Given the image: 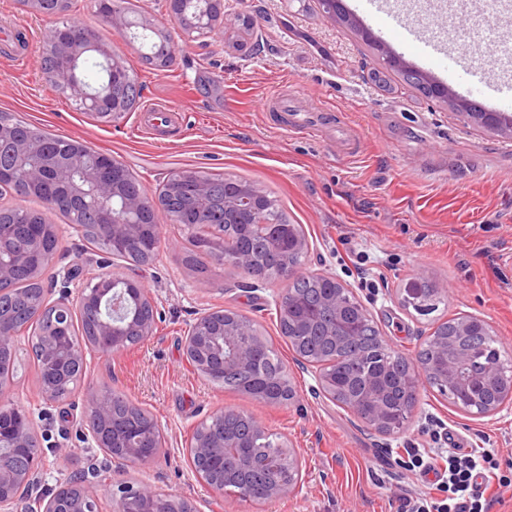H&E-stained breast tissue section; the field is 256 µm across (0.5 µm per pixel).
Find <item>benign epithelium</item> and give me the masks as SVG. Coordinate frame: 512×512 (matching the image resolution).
Listing matches in <instances>:
<instances>
[{
  "instance_id": "benign-epithelium-1",
  "label": "benign epithelium",
  "mask_w": 512,
  "mask_h": 512,
  "mask_svg": "<svg viewBox=\"0 0 512 512\" xmlns=\"http://www.w3.org/2000/svg\"><path fill=\"white\" fill-rule=\"evenodd\" d=\"M100 20L120 30H148L157 47L155 56L161 67L170 64L176 57V47L168 33L158 24L148 20H130L120 9L116 0H106L98 11ZM187 37L207 36L219 27L233 26L239 20L231 8L215 14L209 6H201L191 14L179 12L174 15ZM82 39L71 37V27L53 28L55 39L47 51L54 65L47 72L49 81L67 93L79 110L98 115L104 119L120 115L119 103L103 90H93L78 78V60L88 50L106 56L107 70L113 84L128 81L130 73L124 61L107 52L97 44L95 29L78 23ZM484 127L494 131L512 132V114L509 112L484 113ZM0 143L8 146L13 168L21 172L30 184L40 186L48 182L65 191L67 201L80 210H90L96 218L97 231L112 245V259L121 258L127 250L145 245L147 225L142 216L151 213L154 220L159 216L170 218L164 210L159 195L147 190L137 192L125 190L122 182L129 180L124 164L106 155L95 154L90 158L83 144L60 138L49 149L46 143L16 135L7 124H0ZM169 192L185 190L198 212L199 222H208L211 204V180L199 171L171 172L164 179ZM263 194L260 189L236 203L225 207L224 222L239 224L247 230L254 226L265 228L266 236L275 246L306 253L309 244L288 224H268L261 219ZM27 244L21 245L13 235L0 231V296L13 290L17 274L28 272L41 284L35 295L27 302L24 319L31 323L50 316L52 330L39 332V355L42 371L39 381V396L49 405L58 402L61 385L74 380L77 371L86 370L83 340L75 336L61 337L56 329L73 326L75 319L92 308L98 318L90 345L104 355L118 352L126 346V337L136 334L144 339L152 335L158 316L156 301L147 295L140 281L131 276L117 281L96 277L79 284V268L61 264L58 251L42 254L40 265L32 263V255L41 247L45 235L56 232L53 224L24 225ZM199 249L211 253L212 259L222 265H232L260 282L262 278L253 271L250 255L236 250H227L224 243L213 239L203 240ZM45 267L55 268L51 280H42ZM332 284L324 299V305L334 311L335 332L352 335L358 320L341 308H336V293L345 284L333 276L325 277ZM280 316L288 324L303 328L317 322L309 311L296 312V301L290 289H285L279 300ZM16 320L9 312L0 308V364L14 356ZM268 341L254 332L253 323L222 310H211L198 315L189 325L185 337V354L188 362L200 375L209 378L224 374L228 369L246 371L257 358L259 347ZM320 390L336 400V372L322 371L317 375ZM427 381V372L416 367L415 377L408 384L410 408L418 402L421 383ZM499 383L501 394L496 404L480 405L478 399L459 406L463 412L489 417L500 412L502 406L512 403V373L495 369L492 379L480 382L488 389L491 382ZM9 387L0 381V442H9L10 450L0 452V512H29L27 505L36 499L40 512H98L99 487L108 479L107 473L120 476L109 483L112 499L117 502L119 512H197L193 503L185 498L159 494L155 487L145 482H133L121 478L125 467L151 458L161 452L159 448L144 446L138 429L127 427L111 418V393L108 389L93 384L84 385L79 391L82 401L81 428L86 439L103 451L102 457H91L87 465L76 475L60 481L49 492L40 489V473L44 468L43 443L50 441L48 430L37 432V422L26 409L16 405L7 395ZM382 393L377 380L366 383L363 394L352 398L344 406L368 423L375 431L392 435L395 430L381 410ZM245 442L227 438L222 432L198 433L192 441L190 453L210 462H221L226 466L243 465L241 448ZM288 455L291 474L288 480L262 488V500H278L293 493L302 481L301 458L291 449H283Z\"/></svg>"
}]
</instances>
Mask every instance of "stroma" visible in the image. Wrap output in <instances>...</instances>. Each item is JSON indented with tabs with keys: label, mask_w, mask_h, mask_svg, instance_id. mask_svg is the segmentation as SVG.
<instances>
[{
	"label": "stroma",
	"mask_w": 512,
	"mask_h": 512,
	"mask_svg": "<svg viewBox=\"0 0 512 512\" xmlns=\"http://www.w3.org/2000/svg\"><path fill=\"white\" fill-rule=\"evenodd\" d=\"M251 19L183 43L176 61L145 65L116 28L100 23L97 0H73L66 19L96 27L108 54L120 56L141 85L126 116L105 122L75 108L42 72L51 23L0 0V34L16 36L0 50V113L79 141L121 161L147 190L174 171L237 176L271 192L310 249L298 272L334 275L367 309L384 343L414 356L435 318L478 317L499 352L512 358V138L466 119L448 103L424 96L358 33L364 16L342 0L343 18L327 17L318 0H234ZM393 21L452 36L473 73L485 65L476 48L512 44V25L474 0L470 17L434 0L417 12L410 0H387ZM320 108L316 136L290 130L291 111L269 110L268 98ZM2 207L42 212L57 225L66 260L82 279L121 273L124 262L87 264L90 252L59 213L7 192ZM179 225L162 220L154 261L140 273L158 303L152 335L109 356L88 358L87 380L149 411L167 438L154 461L125 477L192 500L198 512H398L400 497L436 496L434 473L407 468V449L427 454L456 446L495 451L498 474L512 477V409L492 417L460 411L421 384L408 422L383 436L319 389L316 368L300 359L279 328L283 282L253 283L240 270L199 255ZM428 278L443 300L437 316L404 303L405 290ZM224 308L254 321L288 368L294 398L267 404L214 386L184 353L197 314ZM20 366L10 395L33 414L70 413L62 450L50 453L43 487L81 470L91 449L79 426L81 400L51 407L38 396V369L27 340L17 339ZM234 408L302 457V485L272 502L216 497L192 471L188 444L197 427Z\"/></svg>",
	"instance_id": "obj_1"
}]
</instances>
